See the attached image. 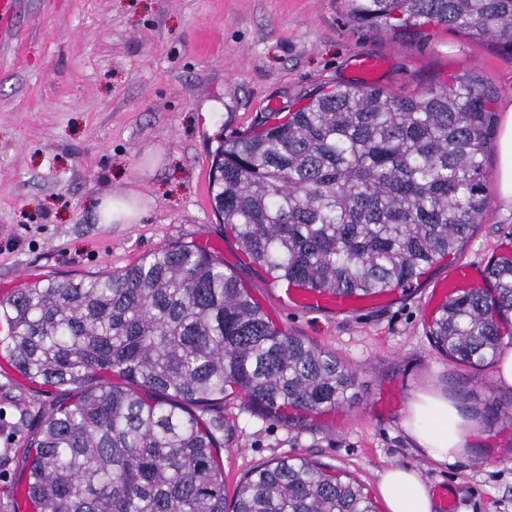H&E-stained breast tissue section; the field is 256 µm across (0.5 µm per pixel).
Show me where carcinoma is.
Instances as JSON below:
<instances>
[{
    "mask_svg": "<svg viewBox=\"0 0 512 512\" xmlns=\"http://www.w3.org/2000/svg\"><path fill=\"white\" fill-rule=\"evenodd\" d=\"M359 24L425 21L512 52V0H347ZM492 113L461 79L421 97L373 87L318 94L284 123L218 146L215 211L275 281L348 294L400 287L463 244L487 207ZM493 288L438 308L431 336L466 367L493 364L512 321V257ZM16 370L66 388L30 442L40 512H226L213 433L192 408L239 394L276 418L349 399L336 355L270 321L235 273L191 244L118 273L47 278L0 298ZM104 373L126 385L109 384ZM233 512H376L364 487L304 458L266 462Z\"/></svg>",
    "mask_w": 512,
    "mask_h": 512,
    "instance_id": "1",
    "label": "carcinoma"
}]
</instances>
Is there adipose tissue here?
<instances>
[{
  "label": "adipose tissue",
  "instance_id": "1",
  "mask_svg": "<svg viewBox=\"0 0 512 512\" xmlns=\"http://www.w3.org/2000/svg\"><path fill=\"white\" fill-rule=\"evenodd\" d=\"M498 138L497 186L499 199L512 205V101L502 107ZM149 198L131 190L102 198L97 207L100 223L136 224L145 215ZM403 430L416 448L432 461L448 464L471 447L477 428L468 412L456 402L435 392H420L409 402L401 419ZM379 493L387 512H435L433 499L418 473L395 465L385 469Z\"/></svg>",
  "mask_w": 512,
  "mask_h": 512
}]
</instances>
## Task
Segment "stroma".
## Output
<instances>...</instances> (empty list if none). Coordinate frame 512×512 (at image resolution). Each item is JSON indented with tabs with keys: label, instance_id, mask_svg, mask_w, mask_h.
I'll use <instances>...</instances> for the list:
<instances>
[{
	"label": "stroma",
	"instance_id": "35a3bbf8",
	"mask_svg": "<svg viewBox=\"0 0 512 512\" xmlns=\"http://www.w3.org/2000/svg\"><path fill=\"white\" fill-rule=\"evenodd\" d=\"M360 54L385 57L376 86L415 97L462 77L512 99V54L443 26L404 31L350 20L345 0H18L0 44V297L45 277L123 269L161 246L222 240L225 270L284 331L338 356L355 376L351 400L291 425L241 398L199 413L221 445L224 489L275 458H305L378 497L384 469L416 470L448 485L458 512H512V424L489 399L512 400L495 367L477 371L439 351L426 307L454 262L487 270L512 255V207L498 199L496 156L488 208L454 257L379 309H297L249 264L211 205L220 141L316 89L361 84ZM141 191L153 204L137 224H102L101 198ZM476 412V445L448 464L414 448L400 420L425 386ZM60 388L0 372V512H24L15 490L24 458Z\"/></svg>",
	"mask_w": 512,
	"mask_h": 512
}]
</instances>
